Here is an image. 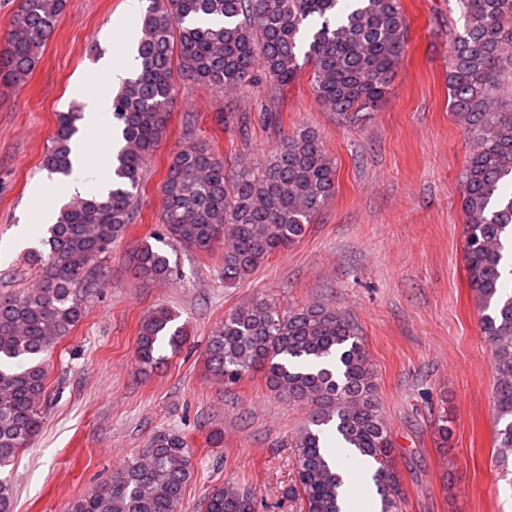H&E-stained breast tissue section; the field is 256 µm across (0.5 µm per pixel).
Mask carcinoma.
Instances as JSON below:
<instances>
[{"label":"carcinoma","instance_id":"1","mask_svg":"<svg viewBox=\"0 0 512 512\" xmlns=\"http://www.w3.org/2000/svg\"><path fill=\"white\" fill-rule=\"evenodd\" d=\"M465 28L454 38L448 104L467 132L471 151L464 188L465 266L482 312L481 330L494 360V444L499 466L512 457V294L502 280L512 245V0H458ZM66 0H20L0 49V84L27 82ZM137 47L140 69L112 98L124 145L107 196L76 195L48 225L40 248L27 255L40 269L27 288L0 298V472L12 466L40 429L47 392V357L56 340L84 316L73 290L87 287L86 268L108 251L135 218L143 171L166 129L173 103V60L194 81L239 94L256 69L286 85L302 64L312 68L319 101L341 116L384 98L408 36L402 0H148ZM80 114L60 112L42 166L62 180L72 171L70 141ZM336 191V163L322 135L303 127L255 168L203 145L176 152L161 184L162 224L169 242L209 252L224 242V283L255 271L271 254L306 232ZM137 269L152 280L174 274L169 258L149 244ZM165 305L141 322L136 356L142 367L177 352L185 327ZM206 363L230 389L257 372L267 388L309 413L296 436L295 480L287 495L298 512H341L342 475L328 457L326 437L377 464L373 481L381 512H401L403 490L388 464L392 441L376 395L374 373L357 328L324 305L284 310L264 297L230 310L209 337ZM195 476L187 437L151 435L144 449L112 471L67 512H184ZM10 480L0 477V512H14ZM197 512H257L247 485H218Z\"/></svg>","mask_w":512,"mask_h":512}]
</instances>
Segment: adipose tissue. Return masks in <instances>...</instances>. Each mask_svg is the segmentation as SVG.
<instances>
[{
	"instance_id": "obj_1",
	"label": "adipose tissue",
	"mask_w": 512,
	"mask_h": 512,
	"mask_svg": "<svg viewBox=\"0 0 512 512\" xmlns=\"http://www.w3.org/2000/svg\"><path fill=\"white\" fill-rule=\"evenodd\" d=\"M138 40L137 29H128L116 50L122 52L121 65H114L111 53H104L97 64L98 69L109 71L110 84L100 87L95 93H86L83 83H76L73 93L82 98L85 107L83 116L78 122L79 134L71 144V161L73 171L65 180H43L36 186L37 193L50 195L54 205L42 211L35 221L41 224L51 223L59 206L67 202L72 195L88 196L106 193L112 181V167L108 162H93L89 155L91 139L103 132H113L112 124V86L121 79L132 75L138 62L135 58V46ZM29 216H22L17 230L19 243H27L30 239ZM341 464V473L346 483L360 481L359 494H347L346 503L349 512H377L379 500L371 481L368 466L344 449L334 453Z\"/></svg>"
}]
</instances>
